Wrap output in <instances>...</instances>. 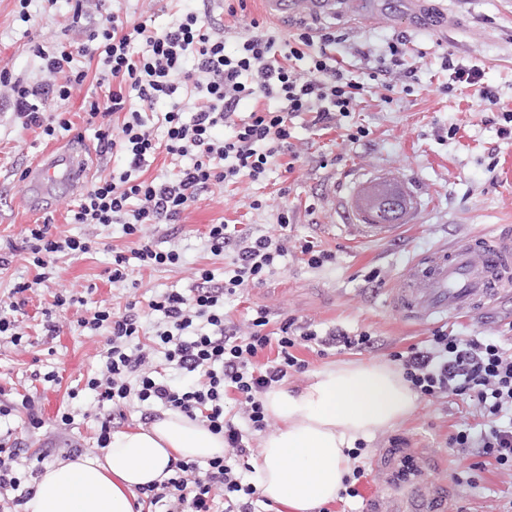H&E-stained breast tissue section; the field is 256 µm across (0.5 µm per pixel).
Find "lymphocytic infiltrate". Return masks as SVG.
Returning a JSON list of instances; mask_svg holds the SVG:
<instances>
[{
	"label": "lymphocytic infiltrate",
	"mask_w": 512,
	"mask_h": 512,
	"mask_svg": "<svg viewBox=\"0 0 512 512\" xmlns=\"http://www.w3.org/2000/svg\"><path fill=\"white\" fill-rule=\"evenodd\" d=\"M345 40L335 27L302 22L291 40L279 41L264 28L245 38L236 53L226 54L205 15L180 7L175 20L163 30L131 18L123 10L106 9L102 23L80 44L62 43L52 50L37 49L41 76L27 83L0 69V89L22 129H42L53 135L68 128L66 118H54L51 102L70 98L88 76H95L104 97L86 102L89 119L119 114L116 126L98 129L95 150L99 156L122 154L124 166L110 178L92 183L71 214L75 224H117L125 235L139 238L135 255L145 267L177 264L176 250L161 251L140 238L146 224L176 223L198 196L216 186L242 179L258 181L269 167L294 169L301 154L293 141L294 120L304 116L309 126L329 129L338 118L355 111L364 91L340 66L337 45ZM94 61L95 73L76 67V58ZM183 93L191 100L190 116L179 108L162 113L164 140L145 128L143 112ZM252 102L240 113L241 102ZM166 154L186 158V165L162 181L145 179L141 169L147 158ZM206 245L213 254L234 247L233 274L215 282L201 270L200 285L183 293L171 290L151 305L164 320L151 336L169 368L180 382L158 379L136 340L139 316H120L97 310L81 319L82 328L94 331L109 326L101 376L90 378L101 401L111 403L112 414L97 429L98 447H108L112 419L122 416L130 399L158 404L223 434L228 452L209 459L206 466L180 460L167 481L138 488L144 512H255L259 494L243 482L235 462L248 459L251 436L266 431L268 422L262 397L288 375L303 372L307 363L296 356L300 345L316 344L344 353L372 346L370 333L349 335L334 328L318 334L310 324L283 319L275 335L262 331L267 312L254 319V332L242 334L224 319V300L236 292L263 284L275 273L287 248L283 238L256 230L236 233L230 225H210ZM34 266L45 269L51 256L85 253L90 246L77 237L51 239L47 229L28 230ZM274 359L257 364L267 348ZM392 362L418 394L457 396L476 402L483 427L479 435L463 428L448 437L449 450L475 449L478 456L512 467V350L494 338L457 336L435 330L424 346L395 352ZM245 406V426L227 418L228 394ZM21 444L0 448V502L23 505L18 490L27 473L18 470Z\"/></svg>",
	"instance_id": "f902f5d3"
}]
</instances>
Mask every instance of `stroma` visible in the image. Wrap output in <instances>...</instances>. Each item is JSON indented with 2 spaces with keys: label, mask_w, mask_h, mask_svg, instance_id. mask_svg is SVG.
Masks as SVG:
<instances>
[{
  "label": "stroma",
  "mask_w": 512,
  "mask_h": 512,
  "mask_svg": "<svg viewBox=\"0 0 512 512\" xmlns=\"http://www.w3.org/2000/svg\"><path fill=\"white\" fill-rule=\"evenodd\" d=\"M73 3L58 0L46 11L34 0L33 18L25 23L18 17L17 0H0V68L33 81L39 67L34 47L80 40V33L69 27ZM196 7L223 25L230 53L252 21L263 22L283 40L296 30L295 16L267 17L263 0H246L245 10L233 17L225 11L224 0H198ZM321 21L346 33L336 55L367 93L334 129L298 124L301 158L294 172L277 168L258 182L213 188L199 195L178 223L146 225L139 239L125 236L116 224L70 223L69 211L78 197L54 187L45 200L50 235L82 237L92 248L85 254L55 256L48 280L40 283L24 249L27 230L36 219L19 205L22 172L49 146L91 152L95 178L121 168L122 158L93 155L97 127L83 118L85 91L54 103L55 111L69 113L74 126L51 137L38 129L21 130L10 108L0 106V307L12 302L15 283H36L15 314L21 345L0 337V402L17 406L0 419V438L22 443L20 469L46 468L75 447L97 453L98 423L112 407L86 382L101 373L106 335L80 328V319L99 306L120 315L132 304L147 326L153 320L149 304L159 294L196 287L203 268L223 279L232 252L215 255L203 247L209 225L219 222L288 237V254L277 273L263 286L226 299V316L242 331L251 330L257 310L263 308L272 317H293L319 331L335 326L351 333L366 331L377 339L367 351L325 356L298 347V357L309 366L288 376V387L303 385L334 363L388 362L390 353L407 351L442 327L512 345V298L428 324L405 320L388 304L390 288L418 255L512 227V134H502L500 118L501 112L512 110V0H415L411 5L406 0H336L334 13ZM400 33L408 39L404 73L375 75L387 37ZM448 54L456 64L479 67L481 81L496 93L498 105L489 110L476 105L453 71L443 67ZM359 127L367 129V136L348 142V134ZM379 177L404 187L411 210L391 232L366 234L358 225L356 206L362 189ZM257 199L262 209H251ZM283 206L290 218L284 230L277 223ZM143 238L158 249L178 250L180 262L141 267L132 253ZM308 240L334 252L335 262L308 268L300 254ZM118 254L127 258V279L115 284L109 276ZM59 293L72 296L73 305L54 307ZM49 316L59 328L57 335L44 333ZM26 396L33 399V410L21 407ZM478 420L476 405L457 398H418L408 418L361 444L356 463L365 474L356 484L359 495L336 499L327 504V512H364L372 501L378 512H390L388 479L399 475L405 458L413 465L405 486L427 497L437 488H451L453 512H507L512 507V468L478 471L472 453L448 454L446 441L453 427Z\"/></svg>",
  "instance_id": "35a3bbf8"
}]
</instances>
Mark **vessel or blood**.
<instances>
[{
  "label": "vessel or blood",
  "mask_w": 512,
  "mask_h": 512,
  "mask_svg": "<svg viewBox=\"0 0 512 512\" xmlns=\"http://www.w3.org/2000/svg\"><path fill=\"white\" fill-rule=\"evenodd\" d=\"M269 15L288 12H333L335 0H264ZM88 162L83 154L46 152L27 167L21 206L32 215L41 209L37 191L57 185L79 192L86 182ZM512 297V232H501L437 248L412 262L394 285L388 302L410 319L465 313L488 302Z\"/></svg>",
  "instance_id": "1"
}]
</instances>
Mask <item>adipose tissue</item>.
<instances>
[{
  "instance_id": "obj_1",
  "label": "adipose tissue",
  "mask_w": 512,
  "mask_h": 512,
  "mask_svg": "<svg viewBox=\"0 0 512 512\" xmlns=\"http://www.w3.org/2000/svg\"><path fill=\"white\" fill-rule=\"evenodd\" d=\"M417 396L397 367L342 362L297 391L271 387L263 397L280 426L261 441L257 488L281 512H315L334 501L349 472L348 450L391 428L415 409ZM223 435L173 411L114 432L103 454L47 467L23 512H134L138 487L172 475L173 462L223 456Z\"/></svg>"
}]
</instances>
